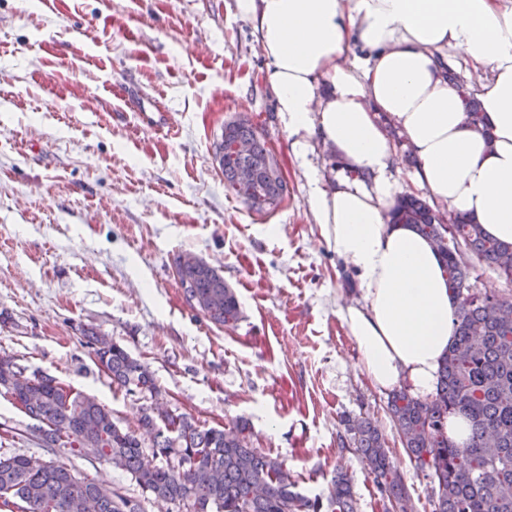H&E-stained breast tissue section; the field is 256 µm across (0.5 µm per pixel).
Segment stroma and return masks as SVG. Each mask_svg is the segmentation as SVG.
<instances>
[{
  "instance_id": "1",
  "label": "stroma",
  "mask_w": 512,
  "mask_h": 512,
  "mask_svg": "<svg viewBox=\"0 0 512 512\" xmlns=\"http://www.w3.org/2000/svg\"><path fill=\"white\" fill-rule=\"evenodd\" d=\"M269 63L236 0H0V355L94 396L123 424L140 403L93 364L84 335L124 345L170 406L200 425L247 419L255 447L299 491L327 495L347 468L358 512H380L371 476L337 446L346 416L377 422L414 512L429 486L398 443L387 395L363 373L338 313L360 302L328 248L315 187L351 181L316 136L294 152ZM249 118L280 160L288 194L258 214L224 188L214 144ZM392 198L411 193L412 152L394 127ZM195 254L235 290L243 318L218 327L185 301L174 259ZM0 395L4 449L54 459L141 491L111 466L45 448Z\"/></svg>"
}]
</instances>
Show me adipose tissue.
Listing matches in <instances>:
<instances>
[{"label": "adipose tissue", "instance_id": "1", "mask_svg": "<svg viewBox=\"0 0 512 512\" xmlns=\"http://www.w3.org/2000/svg\"><path fill=\"white\" fill-rule=\"evenodd\" d=\"M271 64L290 134H317L373 188L315 189L328 247L357 274L361 303L339 317L362 370L382 391L431 396L454 335L448 285L432 244L391 224L392 148L377 114L409 138L412 176L434 202L512 244V0H236ZM359 47L350 56L351 47ZM483 76L488 131L470 127L450 57Z\"/></svg>", "mask_w": 512, "mask_h": 512}]
</instances>
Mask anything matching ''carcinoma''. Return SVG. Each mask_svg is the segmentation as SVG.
I'll list each match as a JSON object with an SVG mask.
<instances>
[{"instance_id":"obj_1","label":"carcinoma","mask_w":512,"mask_h":512,"mask_svg":"<svg viewBox=\"0 0 512 512\" xmlns=\"http://www.w3.org/2000/svg\"><path fill=\"white\" fill-rule=\"evenodd\" d=\"M466 118L477 127L485 113L479 101L464 96ZM236 141L249 150L229 149ZM224 155L219 169L224 188L240 195L239 177L253 175L257 213L283 202L287 183L265 136L242 117L224 123ZM390 223L403 224L433 241L448 281L455 335L439 366L435 393L427 398L407 389L388 394L387 412L402 448L428 480L434 512H512V292L481 293L468 280L475 259L512 284V244L489 236L481 225L455 215L447 229L437 210L417 195L400 198ZM186 302L208 321L230 326L242 318L233 287L213 266H189L175 259ZM95 365L112 383L143 399L135 429L120 426L112 411L56 378L34 372L9 389L7 375L17 366L0 356V393L30 419L45 448H66L131 476L147 499L165 501L173 512H357L351 480L336 470L328 496L298 491L286 464L253 445L249 422L203 428L187 413L154 403L161 395L150 368L110 336L85 335ZM461 416L469 434L459 444L448 437V419ZM341 449L358 454L380 493L384 512H412L402 473L388 442L368 416H348ZM6 512H142L141 503L108 484L80 478L53 460L40 466L17 452H0V509Z\"/></svg>"}]
</instances>
